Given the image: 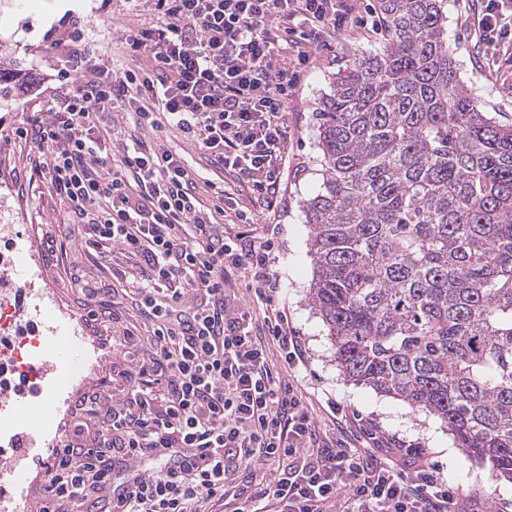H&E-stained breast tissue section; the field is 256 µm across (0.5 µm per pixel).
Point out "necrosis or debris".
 Listing matches in <instances>:
<instances>
[{
	"instance_id": "1",
	"label": "necrosis or debris",
	"mask_w": 512,
	"mask_h": 512,
	"mask_svg": "<svg viewBox=\"0 0 512 512\" xmlns=\"http://www.w3.org/2000/svg\"><path fill=\"white\" fill-rule=\"evenodd\" d=\"M34 314L30 322L19 319L10 296L0 297V389L17 388V379L27 376V391L32 396L46 397L53 404L54 413L45 421L27 424V433L33 445L52 447L59 433L58 422L66 415L73 391L78 390L96 362L88 349L90 340L82 325L73 321L67 307L59 301L47 300L44 291L25 288ZM69 321V337L75 345L77 356L69 367L67 378L44 382L28 377L30 361L36 356L45 337L59 333L62 321Z\"/></svg>"
}]
</instances>
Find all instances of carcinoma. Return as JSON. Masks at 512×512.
I'll return each mask as SVG.
<instances>
[{"label":"carcinoma","mask_w":512,"mask_h":512,"mask_svg":"<svg viewBox=\"0 0 512 512\" xmlns=\"http://www.w3.org/2000/svg\"><path fill=\"white\" fill-rule=\"evenodd\" d=\"M446 0H377L385 48L331 77L309 296L352 382L512 478V126L448 53Z\"/></svg>","instance_id":"obj_1"}]
</instances>
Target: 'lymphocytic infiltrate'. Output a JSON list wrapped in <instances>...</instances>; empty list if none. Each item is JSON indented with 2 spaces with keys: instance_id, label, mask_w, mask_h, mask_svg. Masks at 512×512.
Segmentation results:
<instances>
[{
  "instance_id": "1",
  "label": "lymphocytic infiltrate",
  "mask_w": 512,
  "mask_h": 512,
  "mask_svg": "<svg viewBox=\"0 0 512 512\" xmlns=\"http://www.w3.org/2000/svg\"><path fill=\"white\" fill-rule=\"evenodd\" d=\"M155 9V24L123 36L135 66L94 67L85 46L67 44L52 121L26 119L15 130L51 146L35 169L100 255L119 248L156 348L130 379L126 408L111 423H81L55 449L41 512H90L102 501L106 512H469L412 450L324 436L301 391L307 350L270 308L278 228L259 239L224 236L211 217L237 207L232 193L218 189L204 202L195 170L141 137L176 130L272 203L298 74L311 50L346 30L355 0H156ZM477 23L484 43L512 36V0H483ZM117 108L140 135L112 166L100 123ZM238 271L265 306L262 319L228 305L224 290ZM189 293L197 302L186 308ZM119 455L158 467L119 489ZM269 462L276 470L263 471Z\"/></svg>"
}]
</instances>
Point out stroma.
<instances>
[{
    "label": "stroma",
    "instance_id": "1",
    "mask_svg": "<svg viewBox=\"0 0 512 512\" xmlns=\"http://www.w3.org/2000/svg\"><path fill=\"white\" fill-rule=\"evenodd\" d=\"M52 0H0V56L20 61L26 72L21 88L0 100V206L10 212L17 236L32 241L42 260L43 281L49 297L68 305L97 346L99 370L89 377L83 391L102 392L107 407L122 408L130 397L129 375L149 363L155 349L151 326L131 307L126 282L120 276L121 257L103 261L68 209L51 191L31 163L37 148L12 135L26 116L50 120L48 102L57 93L60 57L50 42L63 33L78 31L98 65H129L122 43L124 30L156 21L154 0H77L49 28H41L38 16ZM481 0H448V48L458 74L481 107L500 123L512 125V47L490 51L480 40L476 12ZM374 0H358L357 18L333 42L331 49L313 53L302 70L300 82L288 102L291 132L283 150L279 173L280 192L274 204L257 201L249 184L231 173L218 171L206 162L200 150L171 130L160 134L164 144L198 170L203 181L234 191L239 202L255 215L244 225L232 211H225L220 224L225 232L260 237L267 225L279 227V249L274 271L279 288L273 307L284 313L288 325L305 343L309 362L304 373V394L312 403L320 425L335 436L336 421L331 404L355 415L364 427L378 426L404 444L423 451L461 498L485 500L491 512H512V483L496 478L489 465L470 458L457 448L440 422L424 412H414L402 401L347 381L334 360V350L323 323L312 307L309 283L312 265L303 203L321 184L320 154L316 147L314 112L329 93V77L362 53H376L384 37L373 9Z\"/></svg>",
    "mask_w": 512,
    "mask_h": 512
}]
</instances>
